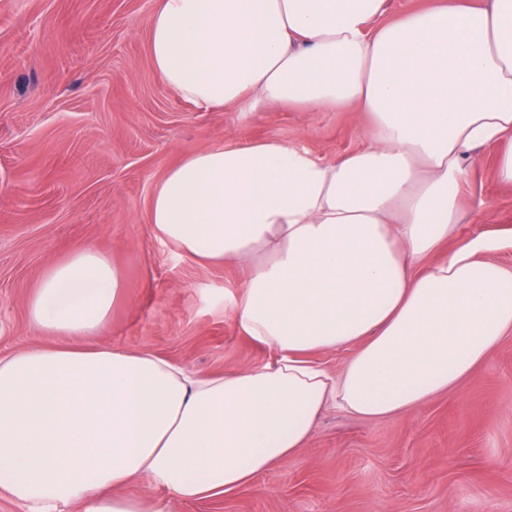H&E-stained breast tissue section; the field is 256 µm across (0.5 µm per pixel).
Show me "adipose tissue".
Instances as JSON below:
<instances>
[{
    "label": "adipose tissue",
    "mask_w": 512,
    "mask_h": 512,
    "mask_svg": "<svg viewBox=\"0 0 512 512\" xmlns=\"http://www.w3.org/2000/svg\"><path fill=\"white\" fill-rule=\"evenodd\" d=\"M387 0H158L149 50L199 110L269 104L365 113L366 147L317 161L273 139L214 146L156 184V235L247 270L224 307L271 350L199 374L101 343L121 287L91 246L47 266L31 324L78 339L0 356V498L24 512H163L145 480L198 502L253 486L306 447L328 406L413 411L512 336V267L461 239L477 150L512 185V0L386 20ZM455 248H448L449 240ZM343 351L338 373L309 360Z\"/></svg>",
    "instance_id": "adipose-tissue-1"
}]
</instances>
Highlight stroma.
Returning a JSON list of instances; mask_svg holds the SVG:
<instances>
[{
  "label": "stroma",
  "mask_w": 512,
  "mask_h": 512,
  "mask_svg": "<svg viewBox=\"0 0 512 512\" xmlns=\"http://www.w3.org/2000/svg\"><path fill=\"white\" fill-rule=\"evenodd\" d=\"M157 0H0V353L52 343L28 303L43 270L95 246L121 277L100 331L203 373L264 365L272 353L224 310L232 265L202 266L149 222L155 185L179 159L218 145L276 139L321 162L362 148L360 112L271 106L201 111L168 89L149 55ZM461 237L498 243L512 266V186L492 149L477 151ZM124 495L165 512H512V338L455 389L417 411L363 419L323 414L305 448L256 486L203 502L147 482Z\"/></svg>",
  "instance_id": "35a3bbf8"
}]
</instances>
